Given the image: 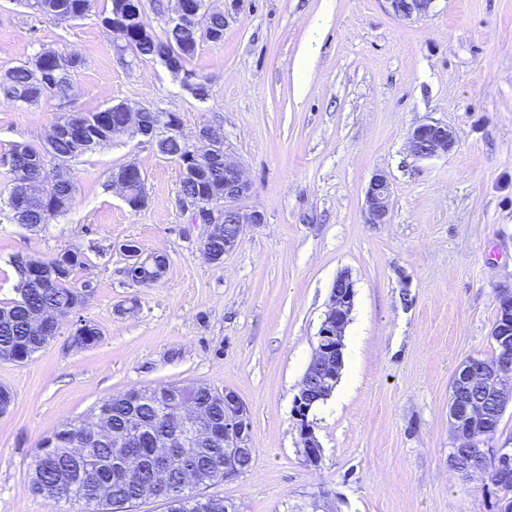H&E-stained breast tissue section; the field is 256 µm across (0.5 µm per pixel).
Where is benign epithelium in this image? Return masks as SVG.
<instances>
[{"label": "benign epithelium", "mask_w": 512, "mask_h": 512, "mask_svg": "<svg viewBox=\"0 0 512 512\" xmlns=\"http://www.w3.org/2000/svg\"><path fill=\"white\" fill-rule=\"evenodd\" d=\"M397 17L410 20L429 15L435 0H385ZM204 5L200 0H176L175 17L169 24L177 27L198 25ZM143 107L122 105L119 127L135 136L147 138L157 151L163 150L164 140L173 136L181 127L179 114L167 112L153 123V129L143 132ZM65 136L82 142L83 129L70 121L53 127L45 138L51 145ZM222 137L211 127L195 135V143L189 145L183 159L182 171L194 174L205 167ZM411 154L419 159L448 155L455 146V134L441 122H426L414 127L408 134ZM146 187L143 171L134 163L114 169L112 189L122 199L130 196L131 186ZM251 190L242 166L229 154H224V188L210 194L189 199L194 207V222L208 227L204 241L224 238V254L236 250L246 227L264 223V215L258 210H245L238 202ZM49 194L44 184L33 181L12 187V203L23 208L33 199H46ZM393 209L392 188L389 176L379 171L371 177L365 191L363 215L367 224H388ZM123 251L136 265L146 270L144 282L151 280L156 256L144 255L133 243L123 245ZM355 287L350 275L341 273L333 283L317 333V345L306 372L293 398V416L299 428L300 445L306 462L311 466L320 463L323 449L315 434L309 414L314 404L328 399L330 391L340 379L344 366V340L346 328L354 308ZM490 338L494 345L491 358H471L464 362L451 384L448 417L452 438L462 442L467 453L460 454L454 447L448 450V464L467 475H477L485 481L486 491L501 504L512 495V447L504 444L496 448L485 447L492 435L488 423L485 397L496 405L497 415L512 406V292L499 296V314L493 323ZM224 480H232L242 473V461L248 448L246 422L250 411L240 396L232 390H224ZM173 419L179 425L182 448L195 445L199 431L207 425L204 417L178 413Z\"/></svg>", "instance_id": "obj_1"}]
</instances>
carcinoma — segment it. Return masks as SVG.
I'll list each match as a JSON object with an SVG mask.
<instances>
[{
	"label": "carcinoma",
	"instance_id": "carcinoma-1",
	"mask_svg": "<svg viewBox=\"0 0 512 512\" xmlns=\"http://www.w3.org/2000/svg\"><path fill=\"white\" fill-rule=\"evenodd\" d=\"M33 9L45 18L52 13H63L73 19L82 18L89 11L90 0H33ZM107 32H117L122 44L119 48L129 51L137 59L158 58L171 72H183L190 80L192 93L201 100L208 95L207 82L196 78L187 69V63L195 55L198 44L209 39L224 40V17L213 13L200 23L207 32L202 36L188 28L168 26L164 34L140 37L137 24L127 20L112 27V14L101 19ZM178 50L173 55L171 51ZM38 63L48 81L33 80L31 69ZM84 66V60L72 55L67 65L58 67V51L47 49L34 61L8 70L0 77V95L21 103H37L49 96L68 97L72 94L71 76ZM120 111V105H112L100 112L82 113L80 118L85 129L93 136L90 147L77 145L67 138L52 143L51 149L35 148L29 144H17L11 152L22 151L29 159L24 177L50 179L55 166L68 164L93 152L102 142L119 134L112 129V113ZM188 142L184 134L173 137L164 148V155L176 162L186 152ZM224 175L220 167L206 169L195 179L180 178V192L186 197L195 192V186L206 191L213 185L223 184ZM64 207L52 204L48 199L37 203L26 213H12V220L27 228L48 224ZM85 256L78 250L68 249L49 261L31 258V264L14 261L18 282V297L0 306V361L25 363L48 344L39 335V324L48 316L60 318L78 313L87 299L82 289L72 285L76 268L84 265ZM58 267L60 274L54 277L51 286H35L33 274ZM189 408L207 415L215 432L224 430V397L205 384L163 385L155 388L132 389L100 401L87 415L71 420L56 429L47 440L51 445L41 444L34 455L30 472V487L36 494L48 490L56 495L62 512H71L70 507L83 505L81 512H132V508L152 495L164 501L167 512H224V498L205 495L190 485L181 491L174 487L182 485L183 472L178 462H193L195 469L209 478L208 486L224 480V446L204 441L195 448H174L177 463L172 465L163 480L156 478L153 464L154 442L171 434L168 410ZM123 455H134L139 459V469L133 478H128L113 466V460Z\"/></svg>",
	"mask_w": 512,
	"mask_h": 512
}]
</instances>
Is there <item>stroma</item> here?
Listing matches in <instances>:
<instances>
[{
    "mask_svg": "<svg viewBox=\"0 0 512 512\" xmlns=\"http://www.w3.org/2000/svg\"><path fill=\"white\" fill-rule=\"evenodd\" d=\"M224 39L200 42L188 68L198 100L157 59L120 52L101 25L111 0L79 19H46L0 0V75L42 50L79 54L74 91L21 105L0 96V156L41 147L58 118L126 103L178 113L186 138L207 125L252 184L239 205L263 213L222 263L202 252L206 227L182 202L177 162L142 138L104 142L73 160L68 209L35 229L15 224L0 164V302L14 298L12 260L85 256L79 312L100 342L70 344L63 320L23 364L0 361L15 402L0 415V512H59L33 494L35 452L62 424L131 389L204 382L250 410L248 471L214 486L238 512H487L480 477L448 467L450 386L458 365L492 353L499 293L512 290V0H436L403 20L383 0H208ZM456 135L448 156L413 157L416 125ZM144 172L148 201L131 210L106 184ZM378 171L392 219L365 223ZM168 258L142 287L122 270L126 242ZM355 284L347 336L359 337L352 386L312 411L319 467L300 450L292 414L333 283Z\"/></svg>",
    "mask_w": 512,
    "mask_h": 512,
    "instance_id": "1",
    "label": "stroma"
}]
</instances>
